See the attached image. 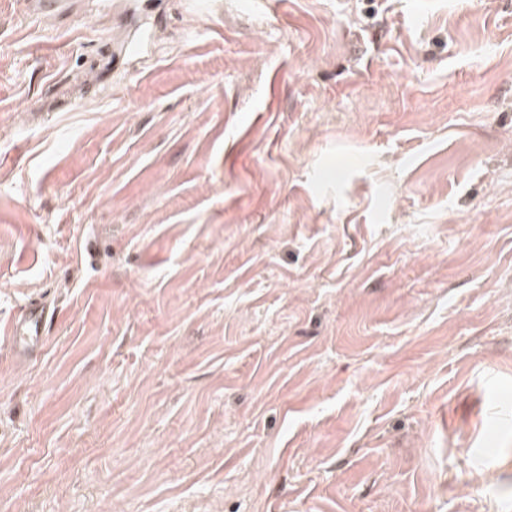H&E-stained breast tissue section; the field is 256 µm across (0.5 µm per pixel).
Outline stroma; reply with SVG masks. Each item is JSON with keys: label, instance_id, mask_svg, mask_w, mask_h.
<instances>
[{"label": "stroma", "instance_id": "obj_1", "mask_svg": "<svg viewBox=\"0 0 512 512\" xmlns=\"http://www.w3.org/2000/svg\"><path fill=\"white\" fill-rule=\"evenodd\" d=\"M25 2L0 512H512V0ZM53 319L50 307L36 299L25 303L15 316L11 345L14 353L33 354L40 346L44 333Z\"/></svg>", "mask_w": 512, "mask_h": 512}]
</instances>
